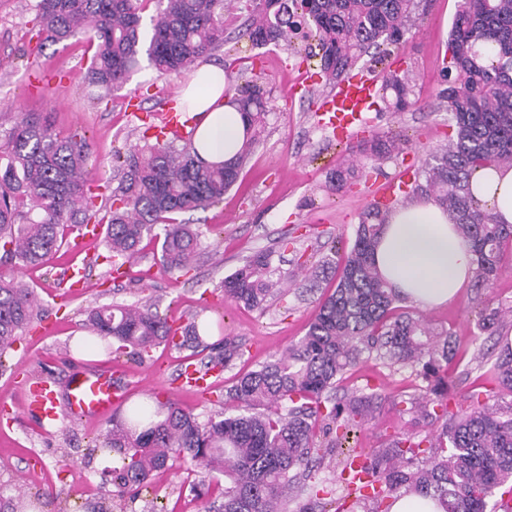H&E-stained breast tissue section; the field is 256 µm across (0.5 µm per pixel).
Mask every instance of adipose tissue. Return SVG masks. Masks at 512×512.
Returning a JSON list of instances; mask_svg holds the SVG:
<instances>
[{"mask_svg":"<svg viewBox=\"0 0 512 512\" xmlns=\"http://www.w3.org/2000/svg\"><path fill=\"white\" fill-rule=\"evenodd\" d=\"M221 67L200 63L182 93L188 112L197 114L193 147L207 162L230 160L241 148L249 123L227 104ZM475 195L495 220L512 225V168H480L471 178ZM389 283L417 305L431 307L456 299L474 276L468 243L441 207L420 199L397 209L375 253Z\"/></svg>","mask_w":512,"mask_h":512,"instance_id":"1","label":"adipose tissue"}]
</instances>
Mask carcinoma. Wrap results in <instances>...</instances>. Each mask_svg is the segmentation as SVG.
I'll return each mask as SVG.
<instances>
[{
	"instance_id": "obj_1",
	"label": "carcinoma",
	"mask_w": 512,
	"mask_h": 512,
	"mask_svg": "<svg viewBox=\"0 0 512 512\" xmlns=\"http://www.w3.org/2000/svg\"><path fill=\"white\" fill-rule=\"evenodd\" d=\"M244 35L257 47L289 41L300 26L317 37L320 70L329 80L348 74L380 41L397 44L410 20L413 0H248ZM150 0H38L44 41L52 44L93 33L95 51L88 80L110 91L120 86L141 58L162 74L178 73L224 44V11L233 0H160L144 37L143 12ZM453 74L442 99L454 134L432 155L424 180L408 185L405 198L426 197L456 220L459 234L475 256L478 282L487 285L502 271L512 244V225L497 224L474 196L470 182L478 167L512 165V0H463L450 35ZM409 78L389 71L379 96L397 109L409 105ZM238 109L250 119L246 140L230 162L203 163L194 147H174L155 137L146 150L116 151L118 184L105 213L95 209L93 179L87 169L90 145L83 137H61L38 117L15 118L0 135V260L18 266L45 262L65 231L94 222L103 242L122 266L134 261L144 239L160 242L161 266L180 272L201 247L202 232L178 219L224 199L238 181L256 142L267 101L262 77L236 88ZM404 146L395 137L373 134L356 149L366 160H381ZM352 163L330 173L340 189L356 176ZM395 207H368L338 269L333 292L319 301L305 336L274 361L237 378L226 391L224 410L201 422L176 403L129 408L104 437L101 450L112 460L113 493L133 495L149 473L182 458L224 478L217 512H285L288 497L304 495L335 512L336 484H300L329 448L330 435L347 439L360 430L374 395L337 401L330 392L364 354L392 364L419 367L427 382L431 417L438 424L424 440L398 436L368 456L358 479L366 492L355 504L364 512H389L390 500L404 495L430 497L443 512H487L496 490L512 482V409L473 404L450 410L448 332L432 329L420 316L395 314L404 298L372 261ZM224 297L263 310L282 293L270 255L258 252L226 276ZM37 297L14 277L0 275V353L34 318ZM505 314L481 312L479 325L498 328ZM85 327L112 339V352L142 358L165 343L177 349L208 346L209 324L193 321L173 329L152 305L114 304L87 312ZM220 364L229 368L242 356L232 336L221 339ZM499 384L512 394V353L495 363ZM22 493L0 484V512H23Z\"/></svg>"
}]
</instances>
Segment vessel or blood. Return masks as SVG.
I'll return each instance as SVG.
<instances>
[{
	"mask_svg": "<svg viewBox=\"0 0 512 512\" xmlns=\"http://www.w3.org/2000/svg\"><path fill=\"white\" fill-rule=\"evenodd\" d=\"M377 99L376 82L367 75L356 73L339 79L336 85L320 97L316 110L320 124L330 129L338 139L356 138L364 131V115L373 109ZM155 131L173 138L188 139L196 123L194 117L179 110L174 100H166L161 111L153 113ZM179 387L209 390V375L198 369L192 359H184L177 375ZM125 388L113 378L111 370H90L72 376L64 388L43 378L29 382L27 414L45 420L59 417L70 419L111 418L125 400Z\"/></svg>",
	"mask_w": 512,
	"mask_h": 512,
	"instance_id": "vessel-or-blood-1",
	"label": "vessel or blood"
}]
</instances>
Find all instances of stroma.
<instances>
[{
  "mask_svg": "<svg viewBox=\"0 0 512 512\" xmlns=\"http://www.w3.org/2000/svg\"><path fill=\"white\" fill-rule=\"evenodd\" d=\"M36 2L0 0V114L9 118L34 113L46 117L56 132L85 136L91 146L93 179L99 184L112 181L114 151L141 143L140 122L127 111L124 98L138 97L142 110L158 111L167 98L180 97L187 75H162L145 63L113 91L111 101L93 103L97 89L87 78L93 53L88 37L39 45ZM461 3L419 0L399 47L360 59L361 67L378 74L388 69L410 72L411 107L398 111L379 102L367 114L369 131L406 138L409 147L385 161L361 165L358 181L340 191L329 186L327 176L354 154L351 146L338 144L319 124L313 110L316 96L329 88L318 58L311 55L315 41L296 39L257 48L237 35L246 10L236 9L227 18L224 44L210 60L223 67L232 85L256 74L265 78L266 125L223 201L191 214V223L205 237L189 272L164 271L158 262L160 246L152 242L130 274L114 279L99 240L78 251L63 246L41 267H0V273L29 284L38 300L34 328L20 332L13 347L0 355V394L8 404L0 410V482L19 484L28 495L50 493L53 502L44 512H206L210 498L196 497L193 489L215 483V474L179 459L153 472L136 499L113 496L111 462L94 449L111 421L29 418L23 413L26 379L44 375L63 383L74 372L112 366L126 387L127 404L171 400L202 420L221 411L234 379L299 341L318 296L329 293L336 283L334 269H326L316 292L290 288L258 311L226 299L224 277L258 251L270 254L273 269L288 279L317 266L329 255L336 237H352L382 181L423 171L430 154L447 145L451 117L441 93L448 86V36ZM305 77L311 78L312 91H295V84ZM72 264L85 269L87 286L63 302L56 293ZM145 302L157 304L178 323L207 319L212 338L229 335L241 342L243 357L216 373L212 396L178 389L173 380L181 359L205 365L217 357V350H176L163 344L138 359L112 354L107 342L84 329L88 309ZM402 307L447 330L456 350L448 380L457 405L512 406V395L503 391L493 373L497 357L512 351V326L484 331L478 324L481 310L512 309V254L506 255L505 269L492 284H469L453 303L423 309L406 301ZM426 387L415 369L364 356L336 391L340 398L376 396L357 434V447L371 453L390 437L433 432L431 417L407 411L408 401L425 405Z\"/></svg>",
  "mask_w": 512,
  "mask_h": 512,
  "instance_id": "35a3bbf8",
  "label": "stroma"
}]
</instances>
